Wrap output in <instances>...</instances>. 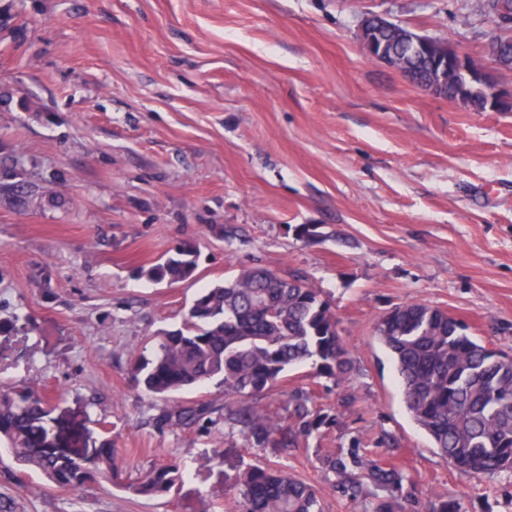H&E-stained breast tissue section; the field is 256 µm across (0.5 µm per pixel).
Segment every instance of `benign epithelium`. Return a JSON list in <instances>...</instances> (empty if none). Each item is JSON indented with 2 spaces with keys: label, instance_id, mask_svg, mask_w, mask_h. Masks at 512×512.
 <instances>
[{
  "label": "benign epithelium",
  "instance_id": "7a95c632",
  "mask_svg": "<svg viewBox=\"0 0 512 512\" xmlns=\"http://www.w3.org/2000/svg\"><path fill=\"white\" fill-rule=\"evenodd\" d=\"M384 24L386 18L371 15L362 20L359 37L364 52L374 60L392 68L396 67L393 54L385 50L368 35L367 28L371 24ZM409 44L416 54L421 52L430 56L433 61V72L430 83L424 85L427 90L441 95L445 84L450 80L458 83L462 92L479 91L484 94L490 112H512V85H505L500 77L499 58L495 55L482 60L459 47H448L447 44L431 38L428 34L409 37Z\"/></svg>",
  "mask_w": 512,
  "mask_h": 512
}]
</instances>
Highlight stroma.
<instances>
[{
  "label": "stroma",
  "mask_w": 512,
  "mask_h": 512,
  "mask_svg": "<svg viewBox=\"0 0 512 512\" xmlns=\"http://www.w3.org/2000/svg\"><path fill=\"white\" fill-rule=\"evenodd\" d=\"M481 0H0V387L46 395L60 447L111 441L118 477L72 493L0 450L6 512H234L238 466L288 469L323 512H370L327 456L408 473L396 512H512V471L474 478L411 420L374 325L423 302L512 356V112H474L370 59L382 14L482 57ZM298 224L322 225L305 243ZM193 242L192 279L139 269ZM258 263L300 273L338 319L354 368L310 367L258 398L335 414L294 448L252 444L219 381L162 400L134 358L179 326L196 291ZM208 407L176 426L164 410ZM180 463L165 495L127 485ZM386 19L388 18L375 14L368 16L364 20H362L359 28L360 42L364 52L369 57L398 70L396 62H394L393 54H388L385 50V46L379 45V43L375 41L373 38H371V36H369L367 32V28H370L371 24L373 23H375L376 25H379L380 23L385 25L387 23Z\"/></svg>",
  "instance_id": "obj_1"
}]
</instances>
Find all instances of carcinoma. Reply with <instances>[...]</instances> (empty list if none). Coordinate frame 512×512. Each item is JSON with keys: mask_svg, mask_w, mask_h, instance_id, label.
Masks as SVG:
<instances>
[{"mask_svg": "<svg viewBox=\"0 0 512 512\" xmlns=\"http://www.w3.org/2000/svg\"><path fill=\"white\" fill-rule=\"evenodd\" d=\"M482 0L481 12L493 25L485 53L499 56L512 71V26H505ZM409 59L408 79L421 82L426 61L393 44ZM198 267L190 243L162 262L141 269L155 283L191 279ZM468 326L447 311L425 303H404L379 317L375 336L390 356L400 381L404 406L428 433L433 448L460 472L476 478L512 470V357L487 347L467 333ZM311 365L318 378L336 386L350 379L353 361L337 331L329 302L303 277L282 275L259 264L196 294L183 324L153 338L150 356L133 367L134 379L162 399L208 380L224 384L236 399L230 418L253 444L288 448L336 421L290 399L288 417L260 408L252 400L269 393L289 367ZM207 412L204 405H180L165 416L191 426ZM46 401L33 390L0 387V446L22 469L40 472L55 487L79 491L118 470L107 440L86 453L57 448ZM362 463L377 487L398 489L401 468L376 460ZM175 463L147 472L129 489L140 495L169 493L182 479ZM228 491L239 512H322L312 485L285 470L250 465L229 477Z\"/></svg>", "mask_w": 512, "mask_h": 512, "instance_id": "cac0c4a2", "label": "carcinoma"}]
</instances>
